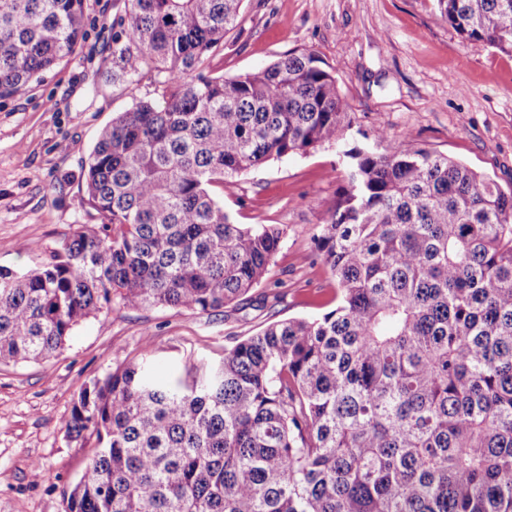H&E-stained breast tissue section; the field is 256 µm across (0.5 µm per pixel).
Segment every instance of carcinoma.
Instances as JSON below:
<instances>
[{
    "mask_svg": "<svg viewBox=\"0 0 512 512\" xmlns=\"http://www.w3.org/2000/svg\"><path fill=\"white\" fill-rule=\"evenodd\" d=\"M127 2L112 81L153 68L162 101L120 113L89 153L100 223L0 268V361L53 356L115 298L208 314L249 293L284 228L235 223L211 187L325 144L349 169L316 238L338 303L174 381L144 355L85 385L67 432L95 444L63 512H512V193L383 130L381 152L349 145L313 52L206 71L244 0ZM436 2L463 41L512 54V0ZM85 36L84 0H0V99Z\"/></svg>",
    "mask_w": 512,
    "mask_h": 512,
    "instance_id": "1",
    "label": "carcinoma"
}]
</instances>
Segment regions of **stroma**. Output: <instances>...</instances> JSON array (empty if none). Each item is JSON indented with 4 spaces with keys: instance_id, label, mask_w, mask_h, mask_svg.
Listing matches in <instances>:
<instances>
[{
    "instance_id": "obj_1",
    "label": "stroma",
    "mask_w": 512,
    "mask_h": 512,
    "mask_svg": "<svg viewBox=\"0 0 512 512\" xmlns=\"http://www.w3.org/2000/svg\"><path fill=\"white\" fill-rule=\"evenodd\" d=\"M87 40L12 97L0 99V267H35L98 217L80 173L101 131L161 78L114 82L112 38L129 41L124 0H85ZM315 52L350 107L353 139L377 131L459 160L512 193V56L465 42L435 0H244L239 24L209 60L234 77L294 51ZM349 173L322 145L215 185L238 224H277L282 240L259 286L218 312L134 309L113 302L76 325L39 363H0V512H61V491L90 454L70 442L73 401L91 380L139 360L151 341L161 374L221 359L225 346L288 318L336 306L337 282L315 248Z\"/></svg>"
}]
</instances>
